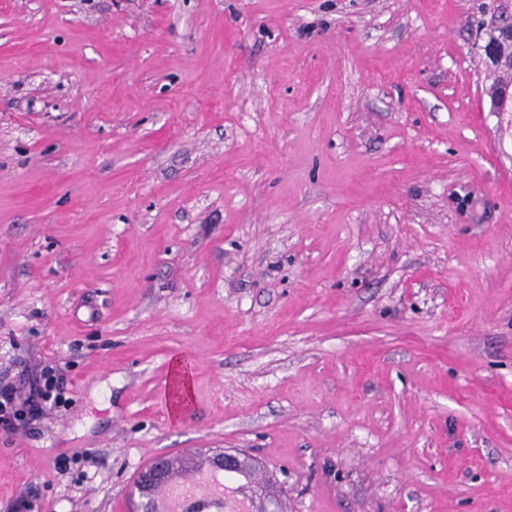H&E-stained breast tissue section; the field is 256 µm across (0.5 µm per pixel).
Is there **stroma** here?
I'll return each mask as SVG.
<instances>
[{
	"label": "stroma",
	"mask_w": 512,
	"mask_h": 512,
	"mask_svg": "<svg viewBox=\"0 0 512 512\" xmlns=\"http://www.w3.org/2000/svg\"><path fill=\"white\" fill-rule=\"evenodd\" d=\"M477 0H0V512L185 448L281 512H512V112ZM195 403L173 421V357ZM50 387L46 382V390L39 389L38 392L31 390L29 393L17 390L13 387L0 389V414L2 422H7L11 416L25 408L33 398L40 396L44 401L50 398Z\"/></svg>",
	"instance_id": "1"
}]
</instances>
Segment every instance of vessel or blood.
Listing matches in <instances>:
<instances>
[{
	"label": "vessel or blood",
	"mask_w": 512,
	"mask_h": 512,
	"mask_svg": "<svg viewBox=\"0 0 512 512\" xmlns=\"http://www.w3.org/2000/svg\"><path fill=\"white\" fill-rule=\"evenodd\" d=\"M155 512H244L238 499H225L224 472L215 467L210 456L187 448L183 461L174 465L168 479L158 484L151 495Z\"/></svg>",
	"instance_id": "obj_1"
}]
</instances>
